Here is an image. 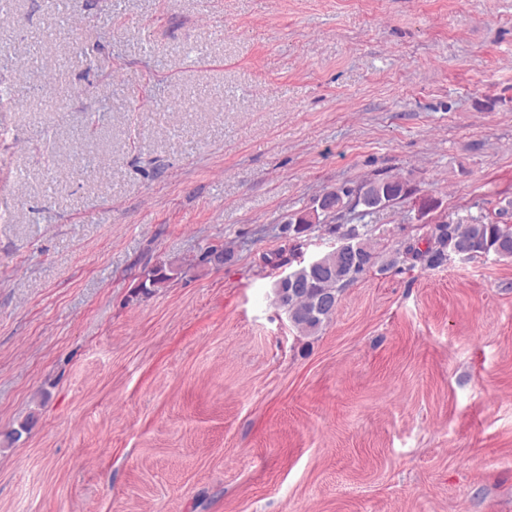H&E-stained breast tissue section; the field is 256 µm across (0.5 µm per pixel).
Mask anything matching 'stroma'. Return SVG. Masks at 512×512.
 Segmentation results:
<instances>
[{
    "label": "stroma",
    "instance_id": "1",
    "mask_svg": "<svg viewBox=\"0 0 512 512\" xmlns=\"http://www.w3.org/2000/svg\"><path fill=\"white\" fill-rule=\"evenodd\" d=\"M4 86L0 512H512V261L372 272L311 337L263 261L373 178L385 256L512 224V0H0ZM366 187H369V190L371 192L380 194L381 200L384 199L387 203L377 209L374 208L373 205L366 204L365 202L360 200L359 193ZM365 190L366 189H364V191ZM338 191L343 193L350 199L356 198L357 201L352 206L353 201L345 199L344 196L340 194ZM364 191L362 192V194L364 193ZM412 191L413 190L407 180L402 179L400 177H387L369 180L355 187L343 186L337 188V190L331 189L324 192L323 194H336V204L333 205L331 208H328L332 209L333 211H336V214L348 210L350 208V210H355L357 207L362 206L364 209L360 211V217H365L374 214L377 210H380L381 208L394 204L398 200L405 199L412 193ZM179 267L169 264H160L144 273L137 285L138 295L150 296L158 291L159 288H164L167 282L177 275Z\"/></svg>",
    "mask_w": 512,
    "mask_h": 512
}]
</instances>
